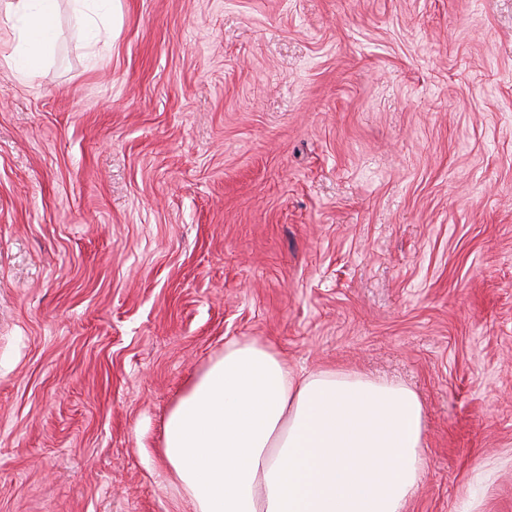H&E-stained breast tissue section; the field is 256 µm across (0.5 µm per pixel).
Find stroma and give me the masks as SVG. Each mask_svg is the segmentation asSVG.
Listing matches in <instances>:
<instances>
[{
    "mask_svg": "<svg viewBox=\"0 0 512 512\" xmlns=\"http://www.w3.org/2000/svg\"><path fill=\"white\" fill-rule=\"evenodd\" d=\"M58 0L0 20V512H192L157 449L227 341L416 390L406 512H512V0ZM7 12L17 35L19 71L39 68L52 48L51 27L57 0H9ZM72 10L82 28L91 31H99L98 19L100 18V9L95 8L90 2H112V25L114 19L118 16L120 10V0H72Z\"/></svg>",
    "mask_w": 512,
    "mask_h": 512,
    "instance_id": "obj_1",
    "label": "stroma"
}]
</instances>
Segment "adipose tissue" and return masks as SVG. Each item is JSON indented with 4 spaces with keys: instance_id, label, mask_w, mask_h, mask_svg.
I'll return each mask as SVG.
<instances>
[{
    "instance_id": "adipose-tissue-1",
    "label": "adipose tissue",
    "mask_w": 512,
    "mask_h": 512,
    "mask_svg": "<svg viewBox=\"0 0 512 512\" xmlns=\"http://www.w3.org/2000/svg\"><path fill=\"white\" fill-rule=\"evenodd\" d=\"M57 0H8L20 70L52 48ZM425 411L409 387L298 373L254 338L224 347L164 424L169 479L194 512H404L426 472Z\"/></svg>"
}]
</instances>
